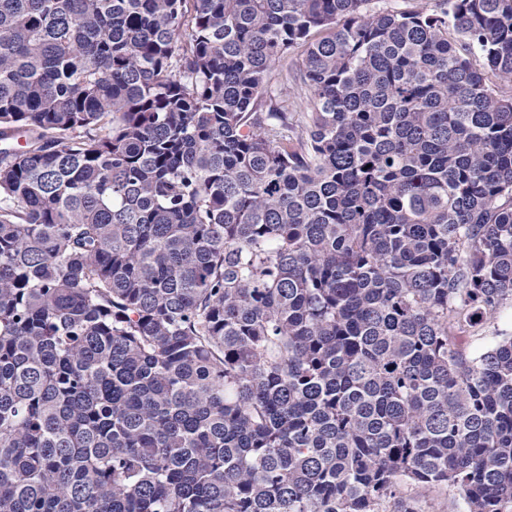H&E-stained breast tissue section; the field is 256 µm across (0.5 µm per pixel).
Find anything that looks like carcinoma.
<instances>
[{"label": "carcinoma", "mask_w": 512, "mask_h": 512, "mask_svg": "<svg viewBox=\"0 0 512 512\" xmlns=\"http://www.w3.org/2000/svg\"><path fill=\"white\" fill-rule=\"evenodd\" d=\"M370 3L0 0V512H512V0ZM420 512H463L461 501L448 488L435 487L417 497Z\"/></svg>", "instance_id": "1"}]
</instances>
